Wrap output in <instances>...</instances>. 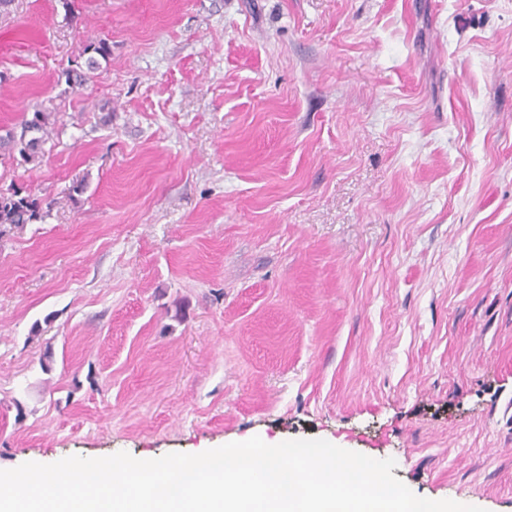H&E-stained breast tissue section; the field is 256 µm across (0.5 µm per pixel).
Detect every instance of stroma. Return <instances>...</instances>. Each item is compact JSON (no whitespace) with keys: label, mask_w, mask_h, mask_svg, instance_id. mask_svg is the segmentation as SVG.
Returning a JSON list of instances; mask_svg holds the SVG:
<instances>
[{"label":"stroma","mask_w":512,"mask_h":512,"mask_svg":"<svg viewBox=\"0 0 512 512\" xmlns=\"http://www.w3.org/2000/svg\"><path fill=\"white\" fill-rule=\"evenodd\" d=\"M37 110L0 469L324 439L512 512V0H11L0 128Z\"/></svg>","instance_id":"stroma-1"}]
</instances>
